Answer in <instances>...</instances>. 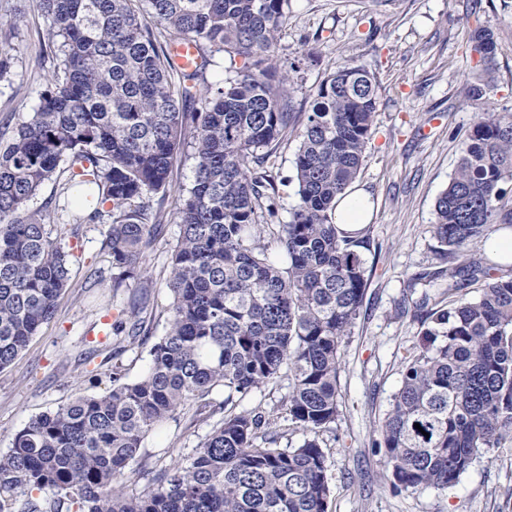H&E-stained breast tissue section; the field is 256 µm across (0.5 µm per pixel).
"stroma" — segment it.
<instances>
[{
  "label": "stroma",
  "instance_id": "1",
  "mask_svg": "<svg viewBox=\"0 0 512 512\" xmlns=\"http://www.w3.org/2000/svg\"><path fill=\"white\" fill-rule=\"evenodd\" d=\"M491 29L499 43L491 90L473 100L475 26ZM46 18L32 0H0V50L11 68L0 79V136L10 137L38 103L54 46ZM314 47L306 59L305 47ZM277 57L289 78L295 111H310L327 73L354 63L380 85L372 139L357 178L371 195L375 217L365 236L369 286L358 319L341 350V412L324 434L332 494L328 512H512V443L478 455L449 490L396 492L376 446L402 381L403 360L417 346L421 321L405 305H435L446 287L445 265L433 252L435 203L457 163L474 113L512 112V0H291ZM289 133L267 165L284 178L278 188L281 222L297 203ZM109 217L78 227L72 287L54 319L0 371V450L29 419L74 398L112 387L109 367L82 365L80 355L97 340L105 306L123 301L135 281L114 289L117 274L103 248ZM176 232L167 223L144 256L152 278L149 305L157 316L152 338L166 330L168 250ZM98 281L81 292L88 273ZM194 408L147 435L138 456L119 476L128 491L154 486L156 469L186 462L209 432Z\"/></svg>",
  "mask_w": 512,
  "mask_h": 512
}]
</instances>
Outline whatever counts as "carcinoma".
Returning a JSON list of instances; mask_svg holds the SVG:
<instances>
[{
	"label": "carcinoma",
	"mask_w": 512,
	"mask_h": 512,
	"mask_svg": "<svg viewBox=\"0 0 512 512\" xmlns=\"http://www.w3.org/2000/svg\"><path fill=\"white\" fill-rule=\"evenodd\" d=\"M290 2L35 0L50 22L55 62L37 108L0 140V371L55 317L72 287L66 239L102 217L107 203L114 287L137 277L139 288L81 361L111 362L123 343L114 332L147 342L143 257L164 218L150 202L173 190L178 159L193 161V180L177 190L171 303L147 372L129 380L116 365L109 391L20 428L0 451V512H15L18 502L20 512H327L322 436L340 415L341 346L368 286L367 241L338 230L335 205L359 175L379 85L350 64L320 82L294 158L298 203L271 230L277 184L264 163L295 121L274 61ZM472 40L481 74L469 93L480 98L499 45L485 27ZM181 43L200 58L190 73L172 59ZM218 54L232 61L223 85L198 83ZM52 180L72 206L54 239L43 214L29 209ZM508 182L512 113L478 112L435 204L448 305H413L423 342L404 358L377 442L395 491L449 490L480 450L512 437V275L471 253L475 241L512 228ZM270 234L283 265L266 256ZM477 281L479 295L466 298ZM284 379L282 405L303 436L289 448L268 435L275 410L238 408ZM216 389L224 400L212 398ZM188 405L223 417L186 464L158 473L152 490L127 495L116 475L152 430Z\"/></svg>",
	"instance_id": "1"
}]
</instances>
